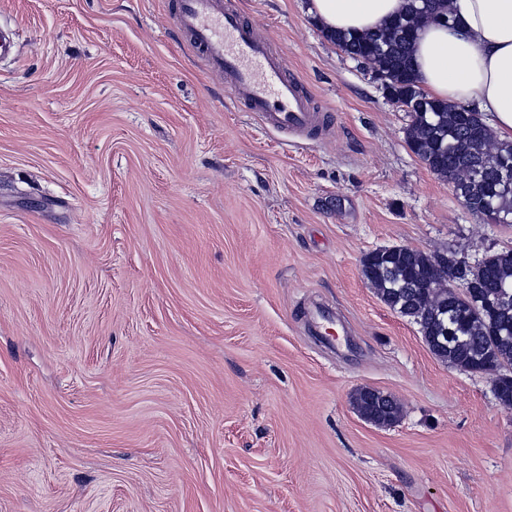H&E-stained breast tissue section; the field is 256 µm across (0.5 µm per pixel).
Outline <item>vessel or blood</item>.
Masks as SVG:
<instances>
[{
	"label": "vessel or blood",
	"mask_w": 512,
	"mask_h": 512,
	"mask_svg": "<svg viewBox=\"0 0 512 512\" xmlns=\"http://www.w3.org/2000/svg\"><path fill=\"white\" fill-rule=\"evenodd\" d=\"M180 28L209 67L224 74L234 103L276 131L321 138L329 125L272 44L221 0H174Z\"/></svg>",
	"instance_id": "1"
}]
</instances>
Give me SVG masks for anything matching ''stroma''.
<instances>
[{
	"mask_svg": "<svg viewBox=\"0 0 512 512\" xmlns=\"http://www.w3.org/2000/svg\"><path fill=\"white\" fill-rule=\"evenodd\" d=\"M334 128L239 109L171 0H0V512H512V406L363 257L512 244L310 0H222ZM331 310L340 337L310 332ZM365 387L397 421L357 412Z\"/></svg>",
	"mask_w": 512,
	"mask_h": 512,
	"instance_id": "obj_1",
	"label": "stroma"
}]
</instances>
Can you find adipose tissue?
<instances>
[{"instance_id": "obj_1", "label": "adipose tissue", "mask_w": 512, "mask_h": 512, "mask_svg": "<svg viewBox=\"0 0 512 512\" xmlns=\"http://www.w3.org/2000/svg\"><path fill=\"white\" fill-rule=\"evenodd\" d=\"M406 0H311L326 31H365L404 12ZM446 27L426 23L414 45L415 77L431 97L478 112L512 141V0H452Z\"/></svg>"}]
</instances>
